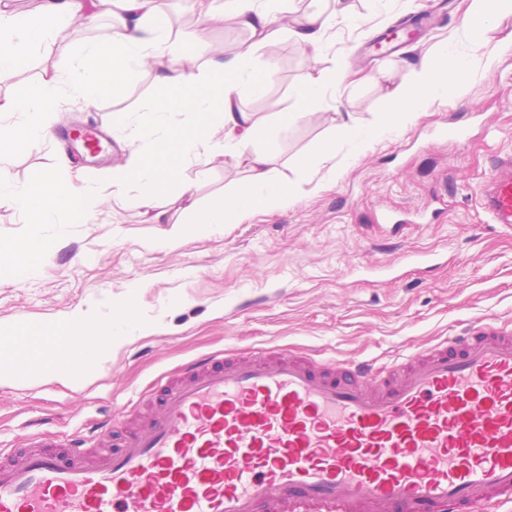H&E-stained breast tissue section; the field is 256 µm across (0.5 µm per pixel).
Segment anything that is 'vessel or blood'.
<instances>
[{
  "label": "vessel or blood",
  "instance_id": "b4317fda",
  "mask_svg": "<svg viewBox=\"0 0 512 512\" xmlns=\"http://www.w3.org/2000/svg\"><path fill=\"white\" fill-rule=\"evenodd\" d=\"M92 158L109 136L74 124ZM481 206L512 225V156ZM157 411L102 454L32 436L0 457V512H472L512 501V329L477 321L390 362L225 349L165 381Z\"/></svg>",
  "mask_w": 512,
  "mask_h": 512
}]
</instances>
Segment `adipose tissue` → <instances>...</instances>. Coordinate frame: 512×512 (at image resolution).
I'll return each mask as SVG.
<instances>
[{
  "label": "adipose tissue",
  "instance_id": "obj_1",
  "mask_svg": "<svg viewBox=\"0 0 512 512\" xmlns=\"http://www.w3.org/2000/svg\"><path fill=\"white\" fill-rule=\"evenodd\" d=\"M184 2L189 11L199 15L200 30L195 34L199 40L210 24L220 22L227 14L257 43L271 42L286 33L303 52L319 55L328 49L325 30L331 16L321 9L294 18L283 7V0H226L221 13L205 0ZM100 12L116 20L109 43L84 46L69 71L44 66L40 81L23 95L0 97V208L16 210L29 224H48L59 217L75 223L96 218L99 200L109 196L116 203L142 210L151 223L163 224L167 217L158 199L173 193L185 201L183 223L194 225L198 233L204 234L294 201V186L281 179L264 153L252 148L260 131L253 113L236 104L240 88L264 94L274 75L272 64L249 49L197 65L181 41L158 35L153 26L156 0H46L39 13L28 17L18 16L11 0H0V70L40 54L44 46L55 41L62 24L78 17L91 23ZM507 16H512V0H469L461 30L473 54H449L447 42H439L431 54L411 66L407 83L387 89L386 107L372 123L351 120L335 126L331 141L306 162L309 177L335 171L337 142L360 150L370 141L405 130L417 111L429 102L465 91L475 76L476 53L485 46L483 33ZM166 56L172 64L157 76L161 94L151 105L152 124L147 129L132 126L128 133L130 142L146 140L150 146L133 150L131 158L113 170L109 180L79 187L54 181L18 187L5 177L12 156L5 118L23 116L27 144L38 146L51 136L50 111L68 105H91L105 86L123 84L146 58ZM335 81V75L330 74L297 84L292 108L276 115L279 128L287 129L316 107L327 86ZM181 109L194 115L192 127L174 124L172 115ZM203 153L243 160L249 176L201 207L182 175ZM142 333L134 310L126 307L105 328L88 324L79 313L53 328L32 330L19 324L7 343L14 361L36 362V375L41 381L68 384L78 377V357L99 360L111 352L118 337Z\"/></svg>",
  "mask_w": 512,
  "mask_h": 512
}]
</instances>
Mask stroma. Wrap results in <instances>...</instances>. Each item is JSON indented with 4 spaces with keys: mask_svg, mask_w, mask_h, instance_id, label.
<instances>
[{
    "mask_svg": "<svg viewBox=\"0 0 512 512\" xmlns=\"http://www.w3.org/2000/svg\"><path fill=\"white\" fill-rule=\"evenodd\" d=\"M354 22L337 21L330 49L306 56L288 37L254 45L232 20L193 43L198 63L247 46L269 58L274 76L265 95L242 92L240 107L254 113L265 150L280 177L294 184L288 208L253 215L207 235L172 236L178 204L163 200L169 223L152 224L139 210L103 197L86 224H26L0 209V241L38 240L37 272L16 273L14 256L0 254V335L15 323L59 325L72 313L106 324L114 307L132 305L150 328L122 337L107 359L82 366L72 385L21 377L0 385V449L21 447L29 433L55 436L121 413L135 393L175 375L187 360L228 347L239 352L287 348L317 360L387 358L413 345L430 346L473 319L512 324V226L491 223L479 193L499 154H512V17L488 32L498 54L485 77L463 94H449L419 114L397 137L373 141L358 154L336 146V171L319 185L302 180L305 161L346 115L372 122L385 108L388 85L405 82L409 66L437 42L455 37L465 0H453L433 30L407 43L396 61L376 62L365 49L379 27L403 6L434 8L435 0H347ZM112 20L64 26L48 48L67 68L89 43L107 41ZM156 60L94 105H74L52 118L53 127L79 121L108 128L126 161L132 147L129 118L151 122L159 93ZM388 72V80L341 84L288 131L273 115L293 105L296 83L332 71ZM8 178L19 185L49 173L103 181L109 167H94L56 140L26 146L14 126ZM245 163L206 154L189 165L202 201L242 182Z\"/></svg>",
    "mask_w": 512,
    "mask_h": 512,
    "instance_id": "1",
    "label": "stroma"
}]
</instances>
